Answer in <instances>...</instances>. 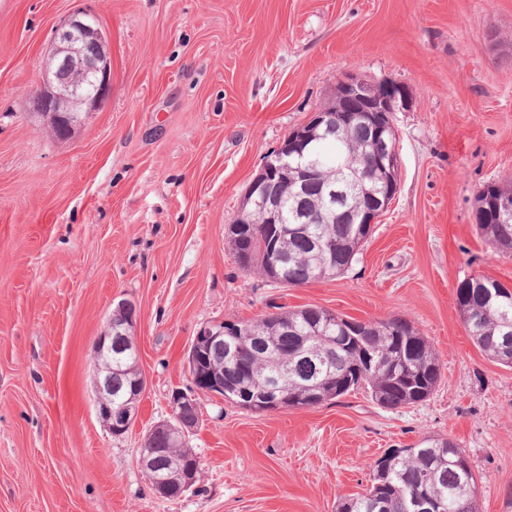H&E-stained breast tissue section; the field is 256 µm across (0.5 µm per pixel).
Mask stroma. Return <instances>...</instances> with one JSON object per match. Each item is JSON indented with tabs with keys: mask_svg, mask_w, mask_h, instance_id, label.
<instances>
[{
	"mask_svg": "<svg viewBox=\"0 0 512 512\" xmlns=\"http://www.w3.org/2000/svg\"><path fill=\"white\" fill-rule=\"evenodd\" d=\"M94 13L112 96L66 139L30 117L56 27ZM404 87L398 189L343 274L278 287L243 270L227 224L268 153L337 79ZM512 180V0H0V512H336L384 452L453 440L480 512L512 504V368L471 340L457 284L512 286L475 197ZM135 305L146 378L135 423L97 416L94 343ZM316 306L402 318L432 343L426 400L360 388L257 413L197 397L195 485L155 494L140 465L197 330Z\"/></svg>",
	"mask_w": 512,
	"mask_h": 512,
	"instance_id": "35a3bbf8",
	"label": "stroma"
}]
</instances>
